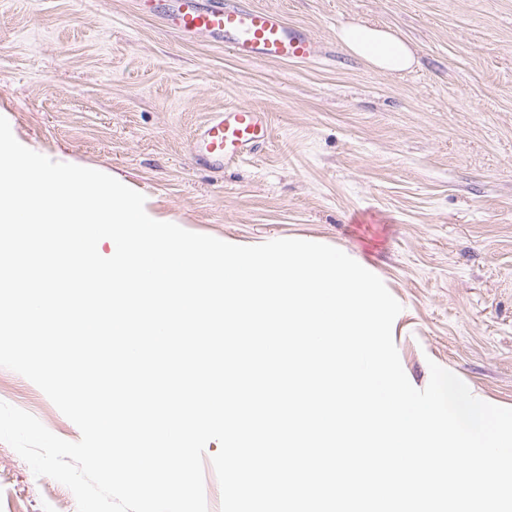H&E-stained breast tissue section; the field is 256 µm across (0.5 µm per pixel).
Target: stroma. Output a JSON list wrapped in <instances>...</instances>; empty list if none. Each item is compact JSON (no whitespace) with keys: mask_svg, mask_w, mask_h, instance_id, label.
<instances>
[{"mask_svg":"<svg viewBox=\"0 0 512 512\" xmlns=\"http://www.w3.org/2000/svg\"><path fill=\"white\" fill-rule=\"evenodd\" d=\"M307 30L308 64L188 44L135 0H0V116L56 162L118 175L180 227L241 243L311 238L369 258L402 311L419 389L430 363L512 408V0H251ZM395 32L413 68L383 73L336 38ZM268 112L271 140L215 174L190 152L209 112ZM0 401L75 442L77 426L0 367ZM0 512H77L0 442Z\"/></svg>","mask_w":512,"mask_h":512,"instance_id":"stroma-1","label":"stroma"}]
</instances>
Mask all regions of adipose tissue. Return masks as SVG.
Returning a JSON list of instances; mask_svg holds the SVG:
<instances>
[{
    "mask_svg": "<svg viewBox=\"0 0 512 512\" xmlns=\"http://www.w3.org/2000/svg\"><path fill=\"white\" fill-rule=\"evenodd\" d=\"M336 37L349 52L380 71L400 73L415 63L412 48L389 30L352 22L339 28Z\"/></svg>",
    "mask_w": 512,
    "mask_h": 512,
    "instance_id": "1",
    "label": "adipose tissue"
}]
</instances>
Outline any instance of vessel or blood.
<instances>
[{
	"label": "vessel or blood",
	"instance_id": "obj_1",
	"mask_svg": "<svg viewBox=\"0 0 512 512\" xmlns=\"http://www.w3.org/2000/svg\"><path fill=\"white\" fill-rule=\"evenodd\" d=\"M162 21L185 41L227 48L246 60L306 63L320 53L303 28L249 0H166ZM270 138L266 112L234 103L209 113L197 124L191 144L208 168L219 171L257 153Z\"/></svg>",
	"mask_w": 512,
	"mask_h": 512
}]
</instances>
